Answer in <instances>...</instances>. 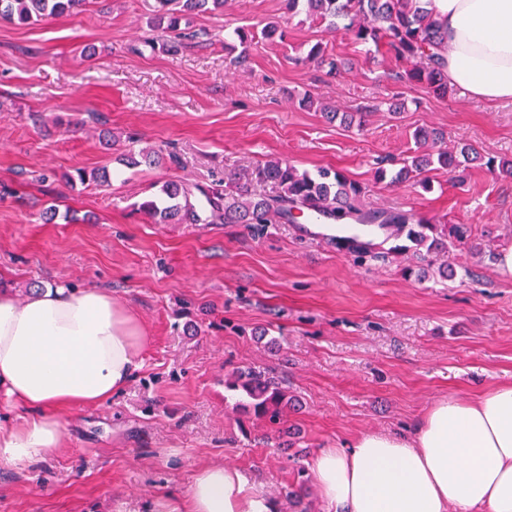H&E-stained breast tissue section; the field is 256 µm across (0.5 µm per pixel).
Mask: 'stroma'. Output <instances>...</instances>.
<instances>
[{"mask_svg":"<svg viewBox=\"0 0 512 512\" xmlns=\"http://www.w3.org/2000/svg\"><path fill=\"white\" fill-rule=\"evenodd\" d=\"M153 0H88L31 25L0 20V289L104 288L149 331L143 367L100 405L59 411L61 443L28 467L0 465V512H147L185 497L197 469L236 468L278 512H328L315 482L285 493L295 463L365 431L410 433L439 398L512 384V178L445 170L432 188L390 186L377 159L406 156L417 129L512 160V103L461 90L443 98L397 79L398 65L284 0H227L189 28L181 52L149 25ZM269 23L284 38L230 64L235 28ZM336 75L309 60L314 45ZM335 107L327 121L303 106ZM150 150L160 164L127 167ZM276 157L310 173L330 166L376 210L465 224L469 241L423 262L395 252L393 229L354 263L307 224H153L136 209L168 180L207 185ZM109 175L69 184L76 169ZM455 275L440 280L436 266ZM246 365L271 369L302 407L277 432L224 400Z\"/></svg>","mask_w":512,"mask_h":512,"instance_id":"35a3bbf8","label":"stroma"}]
</instances>
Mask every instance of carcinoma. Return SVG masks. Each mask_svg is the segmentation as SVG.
Here are the masks:
<instances>
[{
  "label": "carcinoma",
  "mask_w": 512,
  "mask_h": 512,
  "mask_svg": "<svg viewBox=\"0 0 512 512\" xmlns=\"http://www.w3.org/2000/svg\"><path fill=\"white\" fill-rule=\"evenodd\" d=\"M225 0H154L151 26L170 32L180 40L181 24L192 14L224 7ZM86 0H0V19L21 25L49 17L76 13ZM290 12H305L327 23L331 30H344L360 43H371L396 62L410 64L407 79L425 86L437 98L448 94L444 53L447 51L438 20L425 0H287ZM418 151L402 162L392 175L383 168L377 179L394 186L412 173L422 176L420 184L431 189L425 173L437 166L464 179L466 163L478 154L469 144L460 152L437 147L440 134L419 130L414 134ZM362 187L333 168L322 167L311 174L299 171L285 160L273 159L250 169L231 171L224 179L192 191L180 182L166 181L138 204V210L154 224H288L294 212L306 215L326 211L336 222L387 224L426 254L448 252V236L462 240L464 225H453L450 234L414 213H388L364 208ZM234 407L282 427L286 412L295 406L276 377L265 369L238 368L224 382Z\"/></svg>",
  "instance_id": "1"
}]
</instances>
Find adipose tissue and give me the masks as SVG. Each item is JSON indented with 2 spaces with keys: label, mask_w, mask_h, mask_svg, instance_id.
I'll return each mask as SVG.
<instances>
[{
  "label": "adipose tissue",
  "mask_w": 512,
  "mask_h": 512,
  "mask_svg": "<svg viewBox=\"0 0 512 512\" xmlns=\"http://www.w3.org/2000/svg\"><path fill=\"white\" fill-rule=\"evenodd\" d=\"M442 25L449 87L512 102V0H431ZM146 332L102 288L48 286L17 299L0 290V395L23 408L0 423V464L31 466L58 447L56 408L101 403L143 366ZM317 487L330 512H512V384L474 399H438L409 435L368 431L344 448L320 449ZM237 470L195 474L185 498L152 512H274Z\"/></svg>",
  "instance_id": "1"
}]
</instances>
